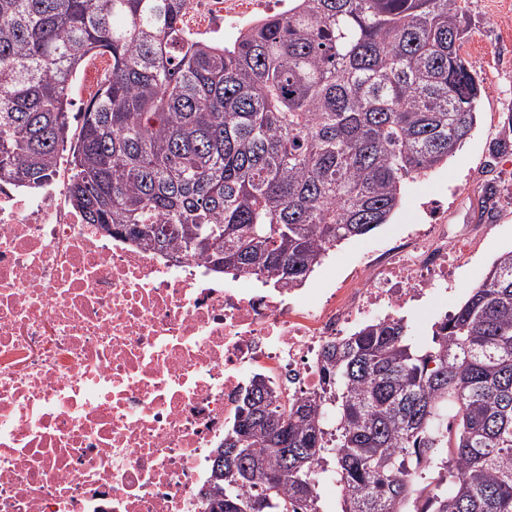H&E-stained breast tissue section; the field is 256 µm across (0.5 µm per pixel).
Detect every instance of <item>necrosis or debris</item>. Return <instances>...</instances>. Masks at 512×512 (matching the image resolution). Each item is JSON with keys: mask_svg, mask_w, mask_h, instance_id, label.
Wrapping results in <instances>:
<instances>
[{"mask_svg": "<svg viewBox=\"0 0 512 512\" xmlns=\"http://www.w3.org/2000/svg\"><path fill=\"white\" fill-rule=\"evenodd\" d=\"M265 7L192 0L185 25ZM466 246L431 224L341 287L269 288L83 223L65 183L0 187V512H202L240 388L313 393L326 342L438 295Z\"/></svg>", "mask_w": 512, "mask_h": 512, "instance_id": "obj_1", "label": "necrosis or debris"}]
</instances>
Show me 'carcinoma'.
I'll return each mask as SVG.
<instances>
[{"instance_id":"1","label":"carcinoma","mask_w":512,"mask_h":512,"mask_svg":"<svg viewBox=\"0 0 512 512\" xmlns=\"http://www.w3.org/2000/svg\"><path fill=\"white\" fill-rule=\"evenodd\" d=\"M190 3L0 0V185L43 188L68 143L83 223L298 288L476 124L464 0H290L228 43L187 33ZM95 55L111 65L73 115ZM320 375L289 403L260 376L239 392L206 512H320L327 472L341 512H407L429 484L417 512H512V250L427 348L402 317L368 323Z\"/></svg>"}]
</instances>
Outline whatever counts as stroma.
<instances>
[{
	"mask_svg": "<svg viewBox=\"0 0 512 512\" xmlns=\"http://www.w3.org/2000/svg\"><path fill=\"white\" fill-rule=\"evenodd\" d=\"M464 20V55L482 86L470 137L447 164L405 184L390 223L337 246L307 280L311 286L334 287L357 271L365 253L428 223V204L439 200L444 219L472 248L449 255L442 295L406 309L417 346L430 344L433 325L455 312L493 261L512 250V0H465Z\"/></svg>",
	"mask_w": 512,
	"mask_h": 512,
	"instance_id": "stroma-1",
	"label": "stroma"
}]
</instances>
